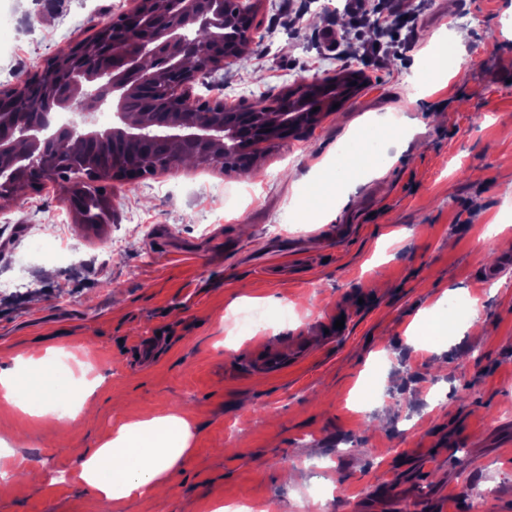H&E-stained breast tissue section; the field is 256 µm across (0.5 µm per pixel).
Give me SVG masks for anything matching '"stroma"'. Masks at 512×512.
Returning <instances> with one entry per match:
<instances>
[{
  "instance_id": "1",
  "label": "stroma",
  "mask_w": 512,
  "mask_h": 512,
  "mask_svg": "<svg viewBox=\"0 0 512 512\" xmlns=\"http://www.w3.org/2000/svg\"><path fill=\"white\" fill-rule=\"evenodd\" d=\"M251 43L201 98L269 100L339 72L365 84L312 129L257 144L254 172L182 164L147 179L107 183L112 219L91 229L49 182L0 200V370L56 348L72 368L102 377L95 417L24 414L0 397V442L17 469L0 479V512H112L76 474L114 425L157 413L192 424L191 453L164 493L125 512H213L243 501L302 512H512V38L500 20L512 0H411L415 28L376 0H243ZM137 0H0V91L90 38ZM464 30L462 51L440 31ZM447 56L439 92L423 70ZM403 128L371 162L352 138L371 114ZM368 166L336 220L299 213L313 167L337 153ZM281 225L272 234V225ZM121 240L113 249V240ZM292 272L273 278L271 253ZM480 299L489 336L444 333L443 293ZM264 299L265 324L240 320ZM343 316V337L325 339ZM162 336L153 362L137 342ZM315 347L274 375L252 373L262 349ZM376 382L379 398L359 394ZM388 476L391 495L373 494ZM480 482L486 496L467 492Z\"/></svg>"
}]
</instances>
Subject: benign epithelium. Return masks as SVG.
I'll use <instances>...</instances> for the list:
<instances>
[{"mask_svg": "<svg viewBox=\"0 0 512 512\" xmlns=\"http://www.w3.org/2000/svg\"><path fill=\"white\" fill-rule=\"evenodd\" d=\"M153 4L140 0L124 15L126 38L113 43L99 67L75 75L54 96L29 107L32 116L13 114L10 131L0 132V199L49 180L43 156L74 141L112 135L140 145L146 135L159 134L177 144L201 143L212 151L240 149L250 143L251 134L229 121L230 115H243L269 129L270 139L276 140L298 131L296 117L316 119L357 90L353 78L336 75L297 84L270 103L260 100L234 112L221 102H203L193 96L192 85L243 53L253 29L251 7L242 6L224 19L197 7L198 0H164L161 12L167 23L157 27L146 16ZM159 81L168 83L174 103L166 120H157L154 112L126 111L128 96ZM103 108L112 112V127L106 130L92 120ZM196 112L208 113L211 120L196 122ZM130 174L127 164L89 171L84 183L66 190L70 209H80L85 185L127 180Z\"/></svg>", "mask_w": 512, "mask_h": 512, "instance_id": "benign-epithelium-1", "label": "benign epithelium"}]
</instances>
